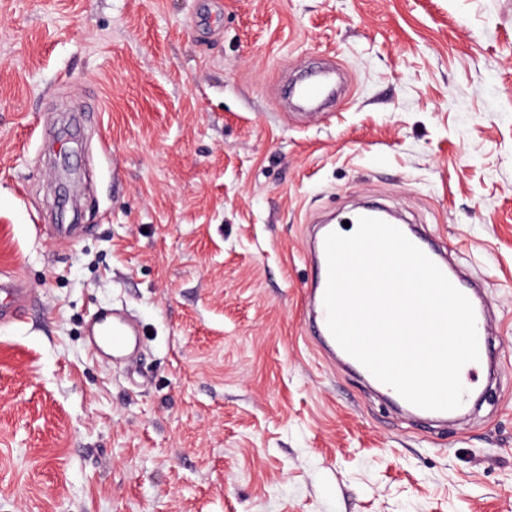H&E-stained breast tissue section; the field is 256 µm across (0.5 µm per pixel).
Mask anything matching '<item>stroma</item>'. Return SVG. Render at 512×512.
<instances>
[{
  "mask_svg": "<svg viewBox=\"0 0 512 512\" xmlns=\"http://www.w3.org/2000/svg\"><path fill=\"white\" fill-rule=\"evenodd\" d=\"M209 3L0 0V279L29 291L0 512H512V0ZM313 61L343 89L303 118L280 89ZM367 199L486 283L499 375L464 422L310 332L313 227ZM122 306L133 375L85 340Z\"/></svg>",
  "mask_w": 512,
  "mask_h": 512,
  "instance_id": "1",
  "label": "stroma"
}]
</instances>
